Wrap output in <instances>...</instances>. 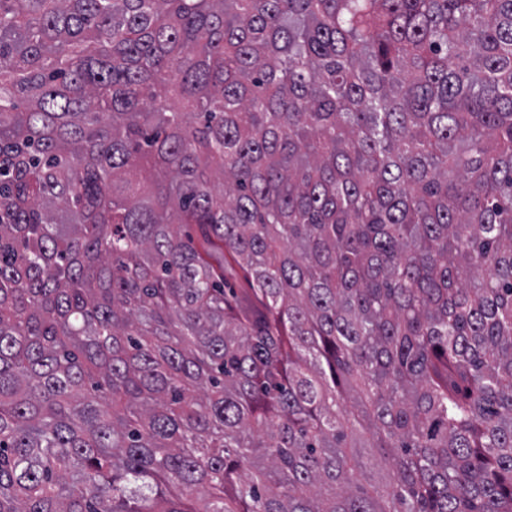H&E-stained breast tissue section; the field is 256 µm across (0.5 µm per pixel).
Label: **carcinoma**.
Instances as JSON below:
<instances>
[{
  "mask_svg": "<svg viewBox=\"0 0 512 512\" xmlns=\"http://www.w3.org/2000/svg\"><path fill=\"white\" fill-rule=\"evenodd\" d=\"M0 512H512V0H0Z\"/></svg>",
  "mask_w": 512,
  "mask_h": 512,
  "instance_id": "1",
  "label": "carcinoma"
}]
</instances>
